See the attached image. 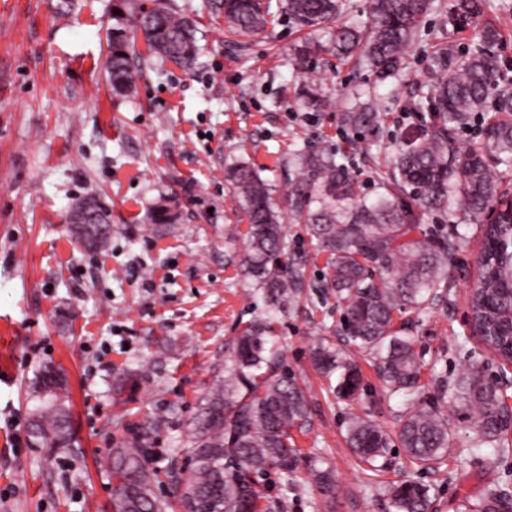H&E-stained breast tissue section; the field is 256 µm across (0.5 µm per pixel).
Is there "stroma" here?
<instances>
[{
    "label": "stroma",
    "instance_id": "1",
    "mask_svg": "<svg viewBox=\"0 0 512 512\" xmlns=\"http://www.w3.org/2000/svg\"><path fill=\"white\" fill-rule=\"evenodd\" d=\"M161 1L194 20L197 62L186 72L145 58L133 96L116 98L105 67L113 0H75L64 18L57 0H0V512H112L111 450L148 415L165 419L154 446L156 493L166 495L227 343L268 310L225 253V225L247 228L225 168L247 157L278 202L296 150L336 151L374 196L432 52L470 48L477 38L470 26L447 34L451 0H435L404 70L379 84L355 60L336 58L326 30L305 34L284 11L263 32L238 39L225 29L220 0L137 4L148 10ZM308 37L324 49L299 76L294 52ZM305 81L329 95L322 111L295 104ZM364 92L378 106L381 130L369 151L353 154L356 134L342 112ZM87 195L111 210L112 242L103 250L83 249L69 234V207ZM162 195L175 198L181 218L155 231L143 215ZM451 224L469 240L455 286L429 317L407 316L423 351L426 397L436 378L467 364L450 345L466 329L478 223L458 208L429 214L422 230ZM339 313L334 299L316 296L276 315L288 370L311 394L312 427L296 441L305 462L333 468L334 512H389L385 486L398 478L402 457L391 456L380 479L366 475L345 443L343 419L359 414L393 430L399 399L387 398L368 354L356 356L368 393L348 405L335 402L310 363L318 339L338 338ZM46 366L68 379L73 440L62 451L29 442L30 392ZM448 468L421 475L437 494V512H458L461 498L490 482H512V457H493L487 446L449 458ZM264 485V512H325L307 480L287 492L272 474Z\"/></svg>",
    "mask_w": 512,
    "mask_h": 512
}]
</instances>
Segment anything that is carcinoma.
<instances>
[{
    "instance_id": "carcinoma-1",
    "label": "carcinoma",
    "mask_w": 512,
    "mask_h": 512,
    "mask_svg": "<svg viewBox=\"0 0 512 512\" xmlns=\"http://www.w3.org/2000/svg\"><path fill=\"white\" fill-rule=\"evenodd\" d=\"M224 19L237 35H247L267 23L271 0H223ZM131 4L115 0L108 32L107 70L112 91L130 95L136 88L139 53L125 28ZM341 0H286L288 16L298 27L329 29L339 59L358 58L383 81L403 65L405 48L414 40L433 0H371L366 26H330L341 14ZM483 0H453L445 24L458 30L478 18ZM149 51L161 62L184 69L196 63L199 46L193 21L165 4L135 15ZM499 29L488 23L472 52L453 54L440 47L429 59L426 91L411 97L407 111L413 121L396 143L393 166L375 198L364 196L345 162L337 155L307 149L296 154L298 177L288 182L284 200L293 220L327 254L322 297L332 295L343 305L340 343L318 341L310 362L330 382L339 402L366 392L353 350L373 355L377 376L390 397H399L397 440L416 471H436L445 465L453 434L443 408L450 406L473 434L466 456L484 445L499 455L512 453L506 420L512 414V394L496 376L472 361L454 377L435 382L429 400L418 402L424 362L417 340L394 314L410 311L422 318L435 300L450 294L455 255L465 237L453 226L431 237L418 236L423 217L452 211L456 202L473 216L488 215L479 225L482 246L478 284L468 302L472 333L512 363V189L502 186L493 165L512 163V81L501 78L495 47ZM481 116L480 137L461 146L456 132ZM343 122L361 133L380 130V116L369 103L355 105ZM225 180L248 220L239 267L244 278L262 291L274 310L298 304L309 287L304 270L291 260L292 241L282 224V212L271 201L269 188L252 163L240 158L227 168ZM94 206L98 223L74 224L78 244L103 249L112 241L108 206L95 196L78 198L70 213ZM178 212L161 198L146 213L150 224H174ZM284 354L277 345L273 317L247 323L224 355V377L213 382L202 398L184 451L193 465L182 478L201 504L220 493V512H239L245 494L261 499L260 479L274 469L284 487L297 486L301 453L295 433L311 426L305 387L282 371ZM38 404L31 414L30 434L48 448H66L71 441L69 393L64 375L54 368L39 371L34 383ZM164 420L147 417L130 429V436L112 449V476L122 484L134 475L140 483L136 498H126L117 512H171L179 508L177 488L160 498L155 492L158 470L152 440ZM345 442L358 461L375 471L387 468L388 433L368 417L347 420ZM310 483L323 502L333 500L336 479L331 467L308 470ZM393 512H430L434 488L412 475L388 484ZM463 512H512V483L493 482L475 497L461 500Z\"/></svg>"
}]
</instances>
